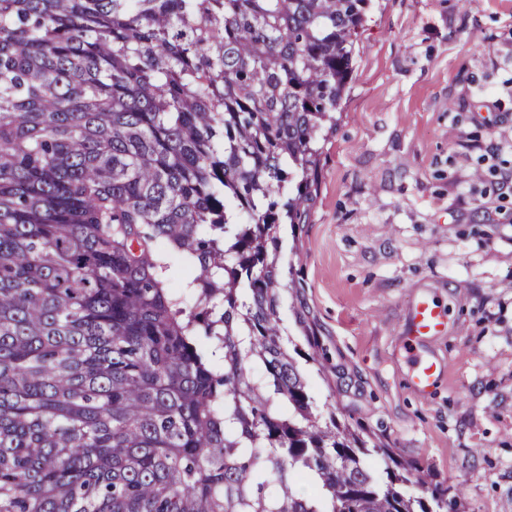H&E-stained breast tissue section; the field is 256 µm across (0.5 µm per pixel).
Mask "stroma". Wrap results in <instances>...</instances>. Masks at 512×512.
<instances>
[{
    "mask_svg": "<svg viewBox=\"0 0 512 512\" xmlns=\"http://www.w3.org/2000/svg\"><path fill=\"white\" fill-rule=\"evenodd\" d=\"M510 138L512 0H370L309 219L280 245L316 412L460 487L458 512H512V152L492 151ZM421 292L448 311L427 396L401 343Z\"/></svg>",
    "mask_w": 512,
    "mask_h": 512,
    "instance_id": "1",
    "label": "stroma"
}]
</instances>
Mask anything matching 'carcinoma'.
Masks as SVG:
<instances>
[{"label": "carcinoma", "instance_id": "obj_1", "mask_svg": "<svg viewBox=\"0 0 512 512\" xmlns=\"http://www.w3.org/2000/svg\"><path fill=\"white\" fill-rule=\"evenodd\" d=\"M368 2L0 0V512L456 505L279 323Z\"/></svg>", "mask_w": 512, "mask_h": 512}]
</instances>
